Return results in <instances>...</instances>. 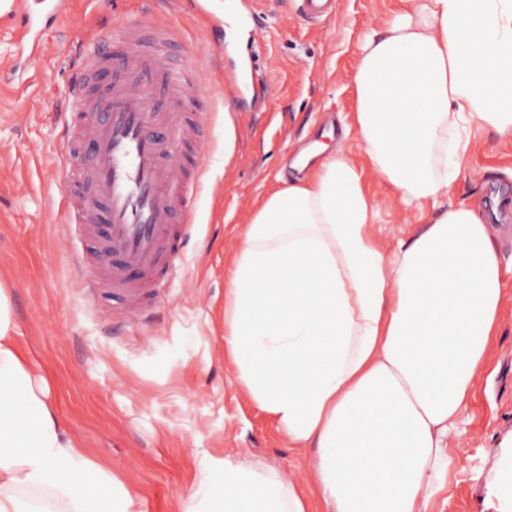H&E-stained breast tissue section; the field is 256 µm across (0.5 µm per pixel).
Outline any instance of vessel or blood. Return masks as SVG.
I'll list each match as a JSON object with an SVG mask.
<instances>
[{"instance_id":"b4317fda","label":"vessel or blood","mask_w":512,"mask_h":512,"mask_svg":"<svg viewBox=\"0 0 512 512\" xmlns=\"http://www.w3.org/2000/svg\"><path fill=\"white\" fill-rule=\"evenodd\" d=\"M30 53L42 51L38 25L58 18L66 0H6ZM205 65L177 58L165 16L135 18L84 45L68 91L65 135L80 143L88 192L75 223L95 225L112 256L109 286L127 320L141 316L182 261L183 227L192 223L200 168L171 163L202 157L207 112L187 104ZM99 93H90L93 83Z\"/></svg>"}]
</instances>
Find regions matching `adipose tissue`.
Instances as JSON below:
<instances>
[{
	"label": "adipose tissue",
	"instance_id": "adipose-tissue-1",
	"mask_svg": "<svg viewBox=\"0 0 512 512\" xmlns=\"http://www.w3.org/2000/svg\"><path fill=\"white\" fill-rule=\"evenodd\" d=\"M351 74L355 134L400 202L437 214L384 244L343 148L254 210L224 289V353L288 445L314 451L307 487L249 459L206 463L185 512H428L448 486L468 399L504 301L491 217L447 196L472 127L512 142V0H403ZM0 288V512H135L92 463L16 344Z\"/></svg>",
	"mask_w": 512,
	"mask_h": 512
}]
</instances>
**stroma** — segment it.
Returning a JSON list of instances; mask_svg holds the SVG:
<instances>
[{"label": "stroma", "mask_w": 512, "mask_h": 512, "mask_svg": "<svg viewBox=\"0 0 512 512\" xmlns=\"http://www.w3.org/2000/svg\"><path fill=\"white\" fill-rule=\"evenodd\" d=\"M155 0H71L43 27V50L29 54L0 24V286L7 288L16 340L40 368L50 400L87 457L135 489L138 512H183L201 496L202 465L224 456L276 464L305 482L311 453L288 446L276 424L238 388L224 359V286L230 256L253 207L291 177L290 159L332 133L365 164L353 125L350 74L371 30L390 21L396 0H335L332 14L305 21L297 0H263L248 25L240 0H211L205 13L172 14L181 53L212 50L224 28L202 135L205 165L197 216L168 288L144 317L121 324L111 297H91L78 270L108 278L105 247L84 225H65L63 202L78 205L83 184L58 170L67 152L62 113L78 67V43L156 10ZM255 62L273 86L241 97L235 77ZM365 192L387 241L422 229L426 209L403 219L393 189L371 172ZM512 198V143L488 129L470 134L467 168L450 202ZM505 299L491 354L468 403L449 490L432 512H501L488 493L512 465V213L498 224Z\"/></svg>", "instance_id": "1"}]
</instances>
